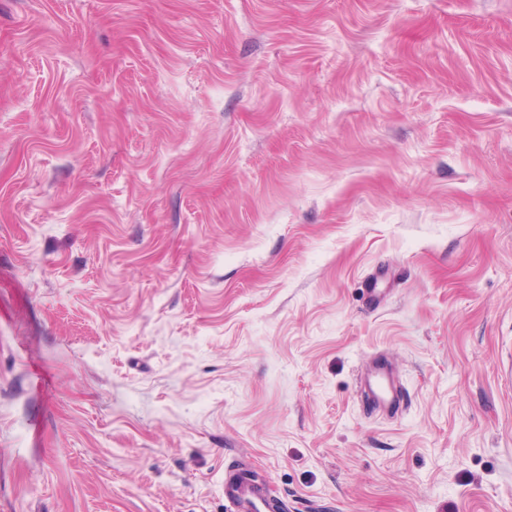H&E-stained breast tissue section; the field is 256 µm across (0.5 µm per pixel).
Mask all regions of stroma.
I'll return each instance as SVG.
<instances>
[{
    "mask_svg": "<svg viewBox=\"0 0 512 512\" xmlns=\"http://www.w3.org/2000/svg\"><path fill=\"white\" fill-rule=\"evenodd\" d=\"M239 468L512 512V0H0V512ZM360 384L364 393L376 406L380 408L396 406L399 395L393 382L392 369L388 360L377 361Z\"/></svg>",
    "mask_w": 512,
    "mask_h": 512,
    "instance_id": "35a3bbf8",
    "label": "stroma"
}]
</instances>
